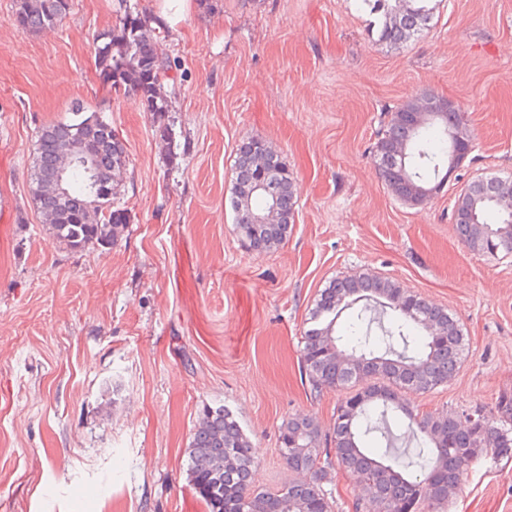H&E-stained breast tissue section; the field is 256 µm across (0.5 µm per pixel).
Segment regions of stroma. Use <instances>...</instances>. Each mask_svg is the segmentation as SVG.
<instances>
[{
  "label": "stroma",
  "instance_id": "35a3bbf8",
  "mask_svg": "<svg viewBox=\"0 0 512 512\" xmlns=\"http://www.w3.org/2000/svg\"><path fill=\"white\" fill-rule=\"evenodd\" d=\"M117 0H70L55 28L18 27L0 0V512H204L187 482L203 405L233 412L253 485L290 472L289 416L333 424L311 399L301 336L319 290L366 272L445 307L469 353L451 380L404 394L421 411L493 405L512 391V255L471 252L451 221L465 181L512 177V0H434L407 44L378 41L360 0H195L156 50L171 107L156 120L95 75ZM431 92L455 102L472 161L429 203L398 201L374 152L384 112ZM100 110L128 155L131 214L106 251L59 250L30 199L40 129L71 102ZM176 133L175 156L155 140ZM266 140L298 187L274 251L244 248L228 202L236 147ZM445 512H512V460L470 466Z\"/></svg>",
  "mask_w": 512,
  "mask_h": 512
}]
</instances>
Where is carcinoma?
I'll use <instances>...</instances> for the list:
<instances>
[{"label":"carcinoma","mask_w":512,"mask_h":512,"mask_svg":"<svg viewBox=\"0 0 512 512\" xmlns=\"http://www.w3.org/2000/svg\"><path fill=\"white\" fill-rule=\"evenodd\" d=\"M430 2L362 0L377 16L378 41L391 47L428 30ZM69 8V0H14V18L19 27L40 31L58 25ZM156 39L150 17L119 0L112 30L96 38L94 67L108 90L132 92L145 111L160 116L169 108L162 88L170 66L157 55ZM434 97L426 92L387 113L373 146L381 178L405 204L426 203L443 185L452 134L463 137L461 146L475 140L458 107L441 110L433 124L414 120L420 103ZM74 149L89 153L93 162L70 163L66 194L60 195L57 172L63 155ZM126 171L124 143L99 111L77 102L69 118L42 127L32 196L60 248L110 250L117 244L130 222L128 211L116 204ZM267 178L274 185L273 199L255 191ZM506 195L512 196V179L496 176L460 190L453 207L455 230L472 252L512 254V214L496 205ZM296 201V183L281 154L262 139L242 140L230 185L239 241L258 252L277 248L294 223ZM273 207L276 213L268 223H254L255 215ZM357 304L361 308L337 330L340 314ZM467 352V336L447 309L389 277L339 276L319 291L300 350L309 396L347 389L336 405L332 434H324L307 415L288 418L280 430L279 453L297 478L274 492L256 491L250 485L255 461L249 439L228 409L206 405L188 445V483L205 512H333L327 486L338 468L364 486V503H356L355 512H443L448 487L462 489L474 459L488 451L512 458V393L499 395L490 408L421 414L399 393H425L447 383ZM400 413L408 419L403 436L411 438L415 450L385 464L377 455L381 449L389 453L398 440L392 427Z\"/></svg>","instance_id":"obj_1"}]
</instances>
